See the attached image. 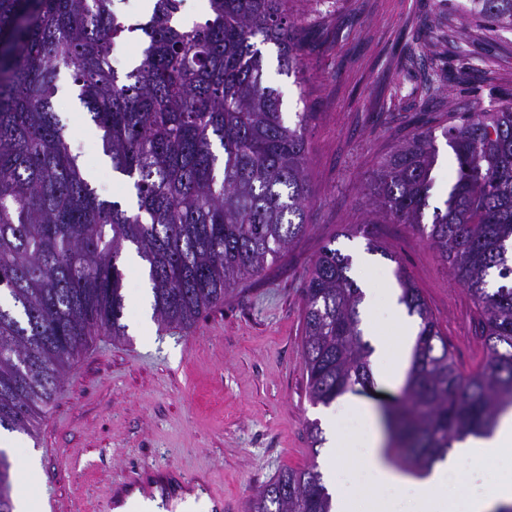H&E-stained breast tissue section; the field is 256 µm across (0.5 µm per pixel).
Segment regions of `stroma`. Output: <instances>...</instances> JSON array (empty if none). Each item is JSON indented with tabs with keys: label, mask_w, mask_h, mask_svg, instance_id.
<instances>
[{
	"label": "stroma",
	"mask_w": 512,
	"mask_h": 512,
	"mask_svg": "<svg viewBox=\"0 0 512 512\" xmlns=\"http://www.w3.org/2000/svg\"><path fill=\"white\" fill-rule=\"evenodd\" d=\"M291 8L310 24H330L327 42L307 46L298 76L281 71L274 44L258 45L286 125L311 115L308 230L192 329L155 327L121 342L102 333L89 342L28 439L42 512L54 498L110 512L117 475L168 465L203 475L207 495L235 512L279 470L325 466L307 432L315 408L301 357L302 288L325 242L352 256L367 235L380 238L387 254H372L371 266L351 277L391 284L403 266L457 363L471 368L480 355L477 311L464 288L405 225L367 224L364 186L417 127L512 98V30L480 26L448 0H293ZM54 105L92 187L127 201V182L87 132L92 122L69 72L60 74Z\"/></svg>",
	"instance_id": "obj_1"
}]
</instances>
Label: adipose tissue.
Instances as JSON below:
<instances>
[{
	"label": "adipose tissue",
	"instance_id": "ef3b65f1",
	"mask_svg": "<svg viewBox=\"0 0 512 512\" xmlns=\"http://www.w3.org/2000/svg\"><path fill=\"white\" fill-rule=\"evenodd\" d=\"M386 311L390 324L397 332L396 340H389L385 331L374 328L375 350L372 361L381 381L400 382L408 364L417 324L399 304L394 289L384 291ZM356 413L362 423L355 441L360 450L359 462L373 485L387 489L384 498L351 495L336 479H329V492L334 503V512H392L397 494L409 498L412 512H496L497 508L512 506V477L496 479L487 493L466 494V474L458 470L457 462L468 459L481 464L500 458L512 448V412L503 413L492 435L470 436L452 442L447 454L436 460L426 477L417 478L391 465L383 454V440L375 414L359 404L353 394L338 397L323 415L326 427V452L331 462H339L343 437L339 420L343 413Z\"/></svg>",
	"mask_w": 512,
	"mask_h": 512
}]
</instances>
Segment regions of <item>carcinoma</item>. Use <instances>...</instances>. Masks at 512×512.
Returning <instances> with one entry per match:
<instances>
[{"mask_svg":"<svg viewBox=\"0 0 512 512\" xmlns=\"http://www.w3.org/2000/svg\"><path fill=\"white\" fill-rule=\"evenodd\" d=\"M118 0H0V428L34 435L62 378L92 338L127 337L120 257L146 264L154 320L193 327L241 280L260 274L307 229L311 202L306 113L285 125L263 84L252 39L277 46L298 73L305 19L290 0H208L209 15L176 21L183 0H154L125 24ZM465 11L512 30V0H469ZM142 31L124 76L113 45ZM70 72L101 132L132 208L100 198L54 110ZM456 176L423 222L434 186L436 135L416 130L368 182V223L403 224L435 249L479 311L482 357L457 364L421 290L399 266V302L418 318L402 394L384 417L398 456L423 475L454 440L489 433L512 409V103L448 114L440 126ZM351 260L325 244L302 288L306 395L327 406L372 382L363 291ZM0 512H14L10 464L0 459ZM248 512H333L312 464L284 469Z\"/></svg>","mask_w":512,"mask_h":512,"instance_id":"obj_1","label":"carcinoma"}]
</instances>
